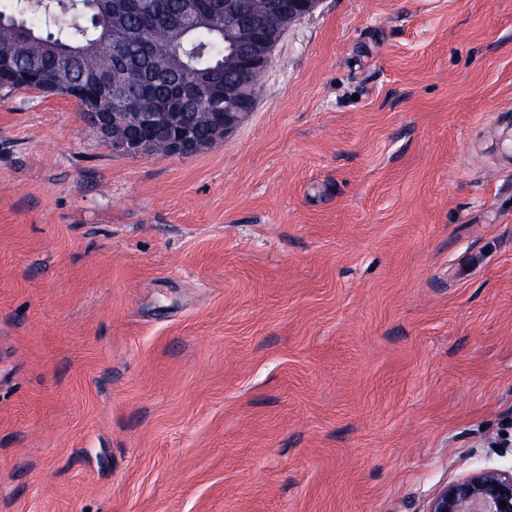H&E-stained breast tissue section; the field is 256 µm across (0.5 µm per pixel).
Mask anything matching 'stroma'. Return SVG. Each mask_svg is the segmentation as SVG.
I'll list each match as a JSON object with an SVG mask.
<instances>
[{
	"mask_svg": "<svg viewBox=\"0 0 512 512\" xmlns=\"http://www.w3.org/2000/svg\"><path fill=\"white\" fill-rule=\"evenodd\" d=\"M509 113L512 0H320L191 156L0 92V512H426L512 466Z\"/></svg>",
	"mask_w": 512,
	"mask_h": 512,
	"instance_id": "35a3bbf8",
	"label": "stroma"
}]
</instances>
